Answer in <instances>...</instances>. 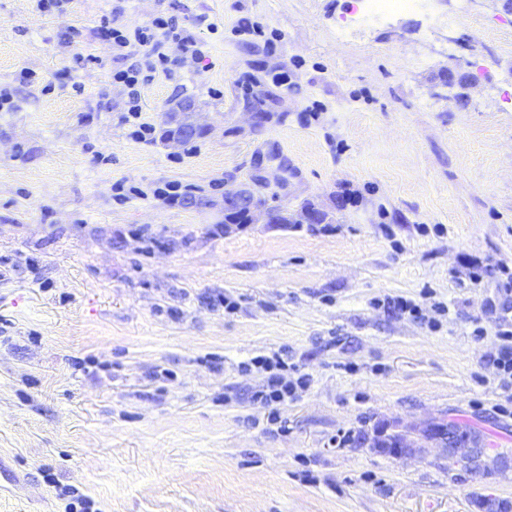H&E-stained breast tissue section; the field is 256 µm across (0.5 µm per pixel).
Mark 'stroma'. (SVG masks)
<instances>
[{"instance_id": "stroma-1", "label": "stroma", "mask_w": 512, "mask_h": 512, "mask_svg": "<svg viewBox=\"0 0 512 512\" xmlns=\"http://www.w3.org/2000/svg\"><path fill=\"white\" fill-rule=\"evenodd\" d=\"M356 5L68 0L58 16L0 0V91L14 100L0 112V256L35 261L0 279V463L14 476L0 512H64L60 484L98 512L512 506V392L483 363L499 344L496 266L512 267V12L469 0L461 17L436 0L367 26ZM164 13L210 56L146 85L142 119L159 124L187 92L207 129L191 151L132 137L98 36L101 19ZM118 182L139 195L116 201ZM167 182L214 204H166L153 191ZM244 188L260 198L254 222L225 223V191ZM305 203L333 233L266 221ZM132 228L166 247L142 251ZM464 255L489 265L480 284L454 278ZM219 294L235 313L207 307ZM396 297L448 310L418 321ZM282 348L312 382L270 433L249 401L260 378L237 365ZM162 368L175 381L155 380ZM436 418L505 464L483 478L449 466L421 437ZM386 427L411 448L371 447Z\"/></svg>"}]
</instances>
